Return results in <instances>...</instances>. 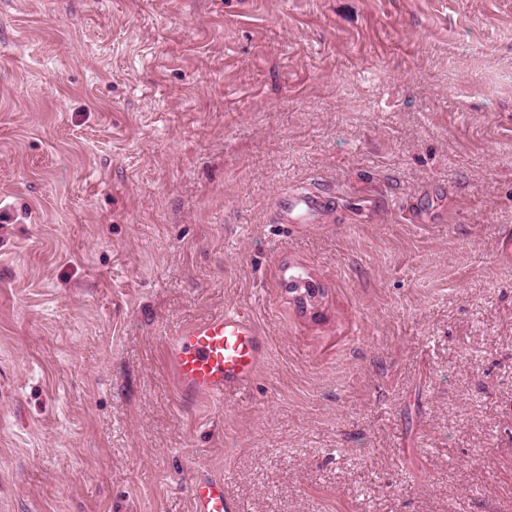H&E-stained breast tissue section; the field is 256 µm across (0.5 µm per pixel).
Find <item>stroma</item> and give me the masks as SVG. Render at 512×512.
<instances>
[{
    "label": "stroma",
    "instance_id": "1",
    "mask_svg": "<svg viewBox=\"0 0 512 512\" xmlns=\"http://www.w3.org/2000/svg\"><path fill=\"white\" fill-rule=\"evenodd\" d=\"M510 240L512 0H0V512H512ZM329 200L322 190H307L281 199L277 219L288 222V214L302 224L316 223V217L323 211ZM266 352V337L253 319L226 310L171 336L166 350L169 381L191 403L229 400L250 386ZM194 512H236V506L224 491V482L199 479L191 488Z\"/></svg>",
    "mask_w": 512,
    "mask_h": 512
}]
</instances>
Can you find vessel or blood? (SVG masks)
<instances>
[{
	"label": "vessel or blood",
	"mask_w": 512,
	"mask_h": 512,
	"mask_svg": "<svg viewBox=\"0 0 512 512\" xmlns=\"http://www.w3.org/2000/svg\"><path fill=\"white\" fill-rule=\"evenodd\" d=\"M327 204L322 190H307L282 198L277 218L312 224ZM266 352V338L253 319L227 310L191 323L170 338L166 350L169 381L189 402L229 400L250 386ZM191 497L193 512H236L223 482L196 480Z\"/></svg>",
	"instance_id": "vessel-or-blood-1"
}]
</instances>
